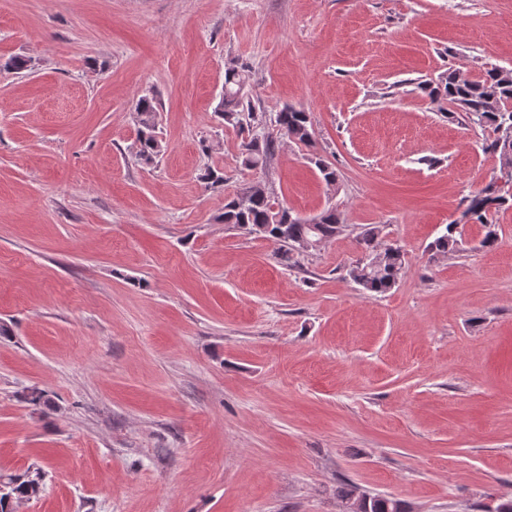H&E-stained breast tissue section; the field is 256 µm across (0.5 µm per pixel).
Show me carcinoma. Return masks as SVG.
<instances>
[{"label": "carcinoma", "instance_id": "obj_1", "mask_svg": "<svg viewBox=\"0 0 512 512\" xmlns=\"http://www.w3.org/2000/svg\"><path fill=\"white\" fill-rule=\"evenodd\" d=\"M243 67L231 61L224 73V91L218 106L224 124L247 133L239 146L237 162L247 171L264 170L279 146V139H287L307 148L314 147L315 130L310 113L301 108L285 107L270 115L257 112L245 91ZM418 89L434 103L446 102L464 112L473 125L490 127L493 139L485 150L498 157L500 168H512V69L498 66L485 68L481 74L471 76L463 71L442 73L436 79L418 84ZM138 144L135 155L149 164L164 150L156 134L157 107L153 100L142 98L136 106ZM308 160L318 170L322 181L335 187L338 174L332 165L318 153ZM511 187L502 189L494 181L477 193L467 197L465 215L486 227L483 246L498 242L496 224L490 213L503 207H512ZM264 184L249 196L235 194L224 200L221 219L227 226L250 235L267 239L277 245V255L290 267L294 254L302 252L305 240L327 243L345 228L342 214L334 207L320 213V222L305 224L288 207L279 205ZM380 230L371 227L358 240L362 255L349 270L351 280L369 292H385L397 284L405 269L402 246L392 243L380 245ZM434 258L460 251V233L457 221L446 225L445 231L428 246ZM45 472L28 468L21 474L0 478V512H16L18 504L38 497L42 491ZM366 512H406L401 501L374 495L370 497Z\"/></svg>", "mask_w": 512, "mask_h": 512}]
</instances>
